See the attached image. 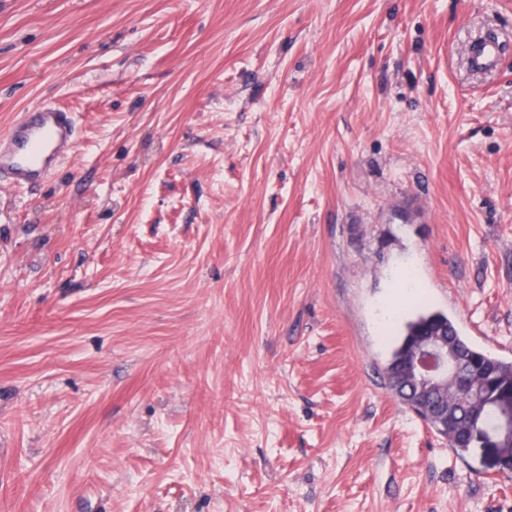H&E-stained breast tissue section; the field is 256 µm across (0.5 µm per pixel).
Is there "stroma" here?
Segmentation results:
<instances>
[{
    "mask_svg": "<svg viewBox=\"0 0 512 512\" xmlns=\"http://www.w3.org/2000/svg\"><path fill=\"white\" fill-rule=\"evenodd\" d=\"M43 104L0 512H512L385 375L420 310L512 362V0H0V135ZM498 51V44L493 41L478 44L471 54L472 66L478 70L489 68L495 62Z\"/></svg>",
    "mask_w": 512,
    "mask_h": 512,
    "instance_id": "obj_1",
    "label": "stroma"
}]
</instances>
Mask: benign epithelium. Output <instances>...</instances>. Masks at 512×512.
<instances>
[{"mask_svg": "<svg viewBox=\"0 0 512 512\" xmlns=\"http://www.w3.org/2000/svg\"><path fill=\"white\" fill-rule=\"evenodd\" d=\"M405 365L415 379L417 394L420 395L417 400L419 407L445 434L448 433V409L432 406L427 398L445 393L450 388L463 398L470 397L480 388L486 389L474 415L480 420L491 408L496 413L497 423L492 429L479 425L473 441L488 452L492 466L500 470L512 467V460L500 452L502 443L512 442V386L497 387L495 383L488 382L485 373L463 369L458 355L448 348V341L436 336L407 346Z\"/></svg>", "mask_w": 512, "mask_h": 512, "instance_id": "obj_1", "label": "benign epithelium"}]
</instances>
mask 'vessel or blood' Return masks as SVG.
<instances>
[{
  "instance_id": "vessel-or-blood-1",
  "label": "vessel or blood",
  "mask_w": 512,
  "mask_h": 512,
  "mask_svg": "<svg viewBox=\"0 0 512 512\" xmlns=\"http://www.w3.org/2000/svg\"><path fill=\"white\" fill-rule=\"evenodd\" d=\"M497 55V43L485 41L474 48L471 63L486 69ZM75 135L72 113L53 105L28 108L0 137V181L19 186L44 180L73 154Z\"/></svg>"
}]
</instances>
